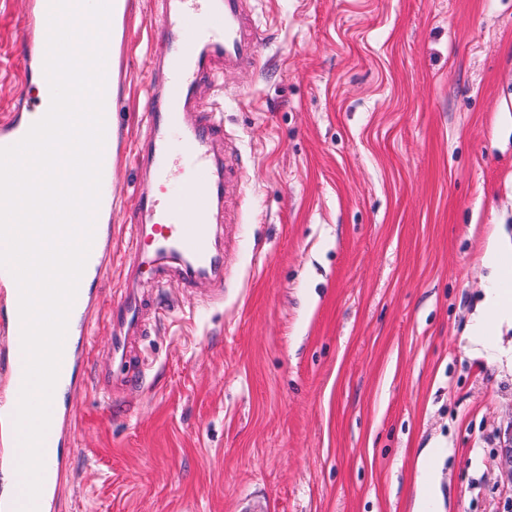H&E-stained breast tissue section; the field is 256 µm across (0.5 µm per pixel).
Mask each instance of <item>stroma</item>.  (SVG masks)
<instances>
[{
    "mask_svg": "<svg viewBox=\"0 0 512 512\" xmlns=\"http://www.w3.org/2000/svg\"><path fill=\"white\" fill-rule=\"evenodd\" d=\"M26 0H0V120ZM124 146L158 0H128ZM258 62L199 99L224 184V301L157 292L143 388L72 402L57 512H512V360L466 334L512 245V0H245Z\"/></svg>",
    "mask_w": 512,
    "mask_h": 512,
    "instance_id": "obj_1",
    "label": "stroma"
}]
</instances>
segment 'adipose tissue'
<instances>
[{"mask_svg":"<svg viewBox=\"0 0 512 512\" xmlns=\"http://www.w3.org/2000/svg\"><path fill=\"white\" fill-rule=\"evenodd\" d=\"M483 261L492 272L481 313L470 327L471 337L480 343L496 336L499 327L512 323V263L501 249L488 251Z\"/></svg>","mask_w":512,"mask_h":512,"instance_id":"adipose-tissue-1","label":"adipose tissue"}]
</instances>
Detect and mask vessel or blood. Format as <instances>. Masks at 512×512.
Instances as JSON below:
<instances>
[{"mask_svg":"<svg viewBox=\"0 0 512 512\" xmlns=\"http://www.w3.org/2000/svg\"><path fill=\"white\" fill-rule=\"evenodd\" d=\"M242 0H160L152 22L160 47L153 63L163 78L151 82L146 98L147 132L136 157L153 188L141 194L128 224V268L150 273L156 287L169 284L164 263L181 268L183 285L216 276L222 261L214 245V227L223 221L224 126L215 112L202 108L197 97L201 81L214 77L216 63L232 68L252 62L256 44L248 33ZM49 0H29L21 32L25 80L44 79ZM41 98H18L7 119L0 121V147L24 138L35 118L45 116ZM120 160L113 142L102 151L100 201L94 236L68 315L51 406L54 421L43 443L44 471L37 512H56L59 479L70 469L72 407L75 392L93 386L104 400L112 398V376L136 387L144 368L124 369L130 333L144 334L143 299L127 293L122 303L102 306V284L112 267V225L116 193L112 170ZM19 290L7 268L0 267V512H20L25 504L17 464L20 447L15 413L24 377ZM106 309L111 327L109 364L90 363V322Z\"/></svg>","mask_w":512,"mask_h":512,"instance_id":"1","label":"vessel or blood"}]
</instances>
